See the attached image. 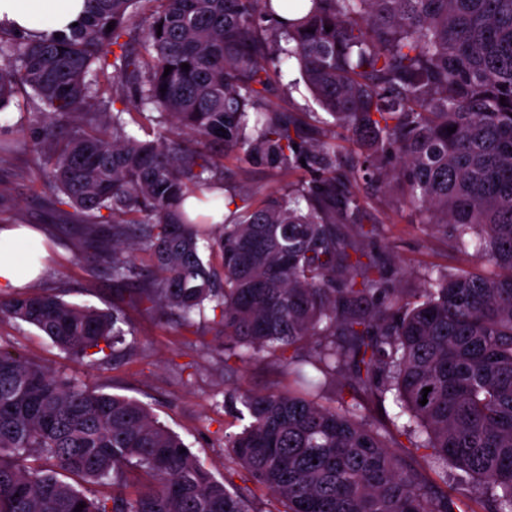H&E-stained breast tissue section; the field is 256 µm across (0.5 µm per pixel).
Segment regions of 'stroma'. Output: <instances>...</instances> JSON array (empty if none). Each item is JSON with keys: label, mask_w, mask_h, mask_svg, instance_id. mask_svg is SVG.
<instances>
[{"label": "stroma", "mask_w": 512, "mask_h": 512, "mask_svg": "<svg viewBox=\"0 0 512 512\" xmlns=\"http://www.w3.org/2000/svg\"><path fill=\"white\" fill-rule=\"evenodd\" d=\"M272 101L284 112L306 114L319 106L306 88L296 61L283 64ZM42 103L30 88H20L10 106L0 111V136L23 140L33 130L32 115ZM229 185L239 180L261 191L277 190L296 180L293 172L256 168L242 171L235 157L224 160ZM44 161L24 148L0 160V224H33L45 229L51 247V273L41 283L65 301L100 309H121L125 327L136 343L134 356L114 362L111 349L83 359L60 351L32 326L0 319V350L47 367L65 377L106 393L124 395L146 405L158 421L176 432L200 461L218 478L246 479L244 469L229 470L224 458V436L241 431L249 422L243 406L224 403V391L240 385L261 393L280 380L277 364L269 361L234 363L224 369V339L211 318L182 325L178 314L166 308L147 313L127 306L116 296V284L80 259L81 226L67 208L51 209L44 194ZM382 213L372 242L394 255L404 268L396 285L414 295L424 285L430 268L455 269L467 260L441 235H427L413 223L390 194H372Z\"/></svg>", "instance_id": "1"}]
</instances>
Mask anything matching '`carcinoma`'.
<instances>
[{"label": "carcinoma", "mask_w": 512, "mask_h": 512, "mask_svg": "<svg viewBox=\"0 0 512 512\" xmlns=\"http://www.w3.org/2000/svg\"><path fill=\"white\" fill-rule=\"evenodd\" d=\"M86 3L85 23L57 38L0 31V111L21 86L45 106L22 146L46 157L48 202L83 223L82 259L132 284L145 311L190 324L211 309L224 361L270 358L282 386L224 392L250 416L224 437L252 483L238 487L141 402L0 350V512H512V0ZM290 58L324 111L309 122L268 100ZM92 71L124 108L96 111ZM131 102L132 122L182 136L130 134ZM350 138L357 148L337 143ZM240 153L308 176L231 188L224 157ZM362 185L397 192L415 223L491 273L429 269L405 299L394 257L362 231L379 223ZM216 188L224 223L183 209ZM0 316L78 358L135 351L119 310L46 289L0 298ZM389 396L395 418L371 416Z\"/></svg>", "instance_id": "carcinoma-1"}]
</instances>
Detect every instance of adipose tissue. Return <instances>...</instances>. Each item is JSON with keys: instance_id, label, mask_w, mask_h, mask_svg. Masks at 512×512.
<instances>
[{"instance_id": "ef3b65f1", "label": "adipose tissue", "mask_w": 512, "mask_h": 512, "mask_svg": "<svg viewBox=\"0 0 512 512\" xmlns=\"http://www.w3.org/2000/svg\"><path fill=\"white\" fill-rule=\"evenodd\" d=\"M85 20V0H0V28L15 33H67ZM47 236L28 224L0 225V294L10 295L48 272Z\"/></svg>"}]
</instances>
